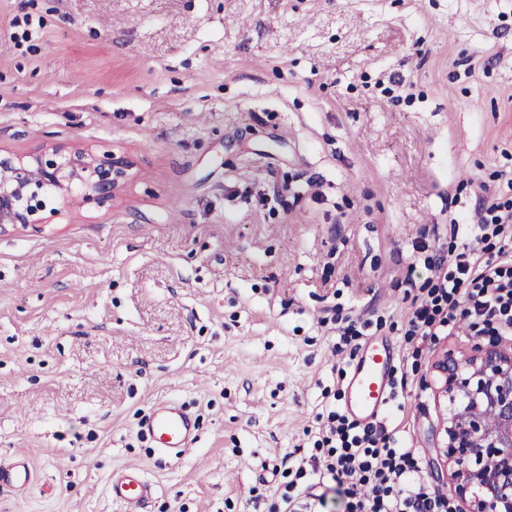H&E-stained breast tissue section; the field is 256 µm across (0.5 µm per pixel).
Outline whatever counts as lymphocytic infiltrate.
<instances>
[{
  "label": "lymphocytic infiltrate",
  "instance_id": "lymphocytic-infiltrate-1",
  "mask_svg": "<svg viewBox=\"0 0 512 512\" xmlns=\"http://www.w3.org/2000/svg\"><path fill=\"white\" fill-rule=\"evenodd\" d=\"M476 204L463 227L454 257L430 261L435 282L414 295L408 335L433 339L452 335L460 325L483 326L493 335L512 336V207L498 202L484 184L476 186ZM498 238L497 251L484 254L480 243ZM322 448L311 469L277 488L270 512H310L316 493L299 489L298 480L315 476L317 484L343 485L349 512H444L446 503L420 481L415 449L397 447L374 422L329 412L321 424Z\"/></svg>",
  "mask_w": 512,
  "mask_h": 512
}]
</instances>
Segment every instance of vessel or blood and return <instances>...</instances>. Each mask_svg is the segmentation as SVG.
<instances>
[{
    "instance_id": "b4317fda",
    "label": "vessel or blood",
    "mask_w": 512,
    "mask_h": 512,
    "mask_svg": "<svg viewBox=\"0 0 512 512\" xmlns=\"http://www.w3.org/2000/svg\"><path fill=\"white\" fill-rule=\"evenodd\" d=\"M393 351L389 345H370L363 349L347 383L349 412L364 419L375 417L387 400V383ZM195 417L172 401L155 404L143 424L145 435L165 454L180 455L196 442ZM31 478V465L26 457H18L0 465V486L19 489ZM108 492L113 501L124 505L126 512H141L153 494L152 485L137 468H126L113 474Z\"/></svg>"
}]
</instances>
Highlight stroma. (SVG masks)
Segmentation results:
<instances>
[{
  "mask_svg": "<svg viewBox=\"0 0 512 512\" xmlns=\"http://www.w3.org/2000/svg\"><path fill=\"white\" fill-rule=\"evenodd\" d=\"M0 149L130 164L110 205L0 231V463L32 465L0 512H125L130 467L145 512H268L381 338L384 431L461 508L430 367L475 339H408L405 289L473 179L512 202V0H0ZM163 400L197 418L178 458L142 432ZM108 492L112 501L123 504L127 512H141L153 494V487L140 469L125 468L112 475Z\"/></svg>",
  "mask_w": 512,
  "mask_h": 512,
  "instance_id": "stroma-1",
  "label": "stroma"
}]
</instances>
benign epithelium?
Returning a JSON list of instances; mask_svg holds the SVG:
<instances>
[{"mask_svg": "<svg viewBox=\"0 0 512 512\" xmlns=\"http://www.w3.org/2000/svg\"><path fill=\"white\" fill-rule=\"evenodd\" d=\"M128 160L115 153H44L26 161L0 152V229L42 224L44 188L61 196L82 187L81 200L103 207L127 178ZM441 392L461 397L445 429L437 459L453 465L458 498L469 512H512V353L477 337L474 355L461 364L444 350L432 364Z\"/></svg>", "mask_w": 512, "mask_h": 512, "instance_id": "obj_1", "label": "benign epithelium"}]
</instances>
